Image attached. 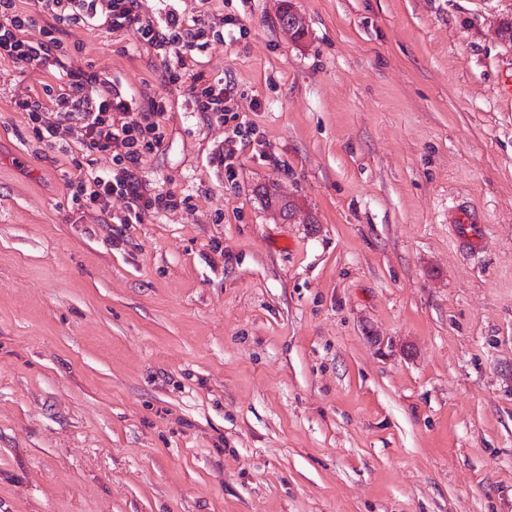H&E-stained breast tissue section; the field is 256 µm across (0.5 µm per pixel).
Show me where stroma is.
Returning <instances> with one entry per match:
<instances>
[{"label":"stroma","instance_id":"1","mask_svg":"<svg viewBox=\"0 0 512 512\" xmlns=\"http://www.w3.org/2000/svg\"><path fill=\"white\" fill-rule=\"evenodd\" d=\"M212 0L228 126L132 36L82 63L170 104L141 174L189 207L80 211L0 63V512H512V0ZM275 187L302 220L274 217ZM487 219L476 253L448 210ZM230 119L237 121V123L231 130L232 136L224 139L228 144L227 152L224 154V148H222L218 152L213 153L211 158V162L216 164V167L225 168L229 176L233 175V170L231 168L232 163L227 161L234 158L239 150H243L250 145V134L256 130L255 124L247 120L246 115L241 116L235 112L231 114Z\"/></svg>","mask_w":512,"mask_h":512}]
</instances>
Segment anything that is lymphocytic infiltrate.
I'll list each match as a JSON object with an SVG mask.
<instances>
[{"label": "lymphocytic infiltrate", "mask_w": 512, "mask_h": 512, "mask_svg": "<svg viewBox=\"0 0 512 512\" xmlns=\"http://www.w3.org/2000/svg\"><path fill=\"white\" fill-rule=\"evenodd\" d=\"M208 2L195 0L188 11L171 7L159 18L143 13L139 0H0V62L36 63L51 77L41 89H27L10 100L33 139L85 159L97 154L112 158L107 172L83 171L68 181L77 207L105 213L113 197H120L126 212L118 222L127 226L142 223L146 213L173 211L188 203L174 190L148 189L141 175L144 157L164 143L167 99L147 91L129 93L112 77L77 64L67 46L77 32L129 34L157 56L176 57L165 80L177 83L191 77L193 111L210 122L234 123L227 151L211 158L217 167L227 168L229 159L249 145L254 123L231 112L223 79L207 78L196 69L210 43L223 41L225 27L242 26L234 17L213 15ZM35 26L40 29L36 38L29 34Z\"/></svg>", "instance_id": "obj_1"}]
</instances>
